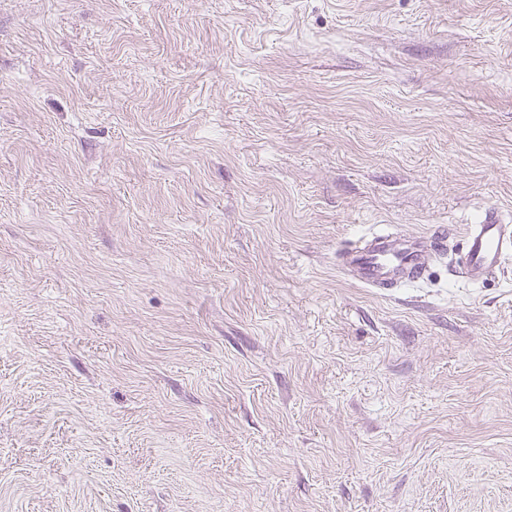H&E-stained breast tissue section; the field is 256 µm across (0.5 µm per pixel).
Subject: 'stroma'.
Wrapping results in <instances>:
<instances>
[{
    "instance_id": "35a3bbf8",
    "label": "stroma",
    "mask_w": 512,
    "mask_h": 512,
    "mask_svg": "<svg viewBox=\"0 0 512 512\" xmlns=\"http://www.w3.org/2000/svg\"><path fill=\"white\" fill-rule=\"evenodd\" d=\"M512 0H0V512H512ZM500 212L490 208L480 224H466L458 273L463 279L479 283L499 270L512 256V225L502 224ZM448 229L372 233L337 254L339 271L364 288L386 291L420 278L445 250Z\"/></svg>"
}]
</instances>
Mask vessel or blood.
Here are the masks:
<instances>
[{"instance_id": "vessel-or-blood-1", "label": "vessel or blood", "mask_w": 512, "mask_h": 512, "mask_svg": "<svg viewBox=\"0 0 512 512\" xmlns=\"http://www.w3.org/2000/svg\"><path fill=\"white\" fill-rule=\"evenodd\" d=\"M448 231L424 234L373 233L337 254L339 271L365 288L386 291L420 278L445 250ZM460 276L472 283L486 281L512 257V225L497 209H488L481 223L469 224L462 235Z\"/></svg>"}]
</instances>
